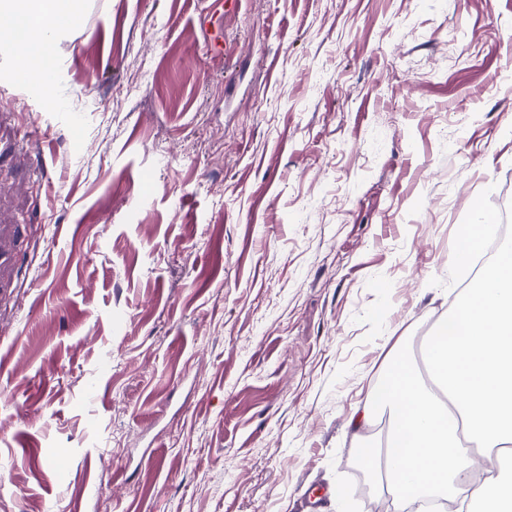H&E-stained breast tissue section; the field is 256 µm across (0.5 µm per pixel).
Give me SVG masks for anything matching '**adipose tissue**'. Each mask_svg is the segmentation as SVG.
<instances>
[{
    "label": "adipose tissue",
    "mask_w": 512,
    "mask_h": 512,
    "mask_svg": "<svg viewBox=\"0 0 512 512\" xmlns=\"http://www.w3.org/2000/svg\"><path fill=\"white\" fill-rule=\"evenodd\" d=\"M79 0H0V44L14 48L24 79L49 86V49L80 23ZM426 343L424 366L393 347L372 396L388 414L383 443L356 454L383 476L394 512L435 494L512 512V484L478 475L471 449L512 455V246L480 272Z\"/></svg>",
    "instance_id": "ef3b65f1"
}]
</instances>
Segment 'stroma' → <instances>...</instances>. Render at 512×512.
Masks as SVG:
<instances>
[{
	"label": "stroma",
	"mask_w": 512,
	"mask_h": 512,
	"mask_svg": "<svg viewBox=\"0 0 512 512\" xmlns=\"http://www.w3.org/2000/svg\"><path fill=\"white\" fill-rule=\"evenodd\" d=\"M81 5L0 48V512L390 503L347 420L512 199V0ZM79 0H1L0 44L15 49L24 79L50 85L49 49L80 23ZM497 224L486 215H481L472 224L462 227L458 235L457 248L461 250L463 245L467 246L468 255L480 251L485 243L496 236ZM17 234L16 224H0V298L11 294L14 288Z\"/></svg>",
	"instance_id": "obj_1"
}]
</instances>
